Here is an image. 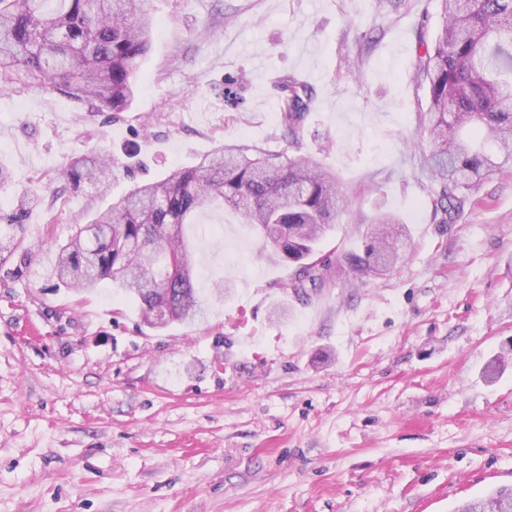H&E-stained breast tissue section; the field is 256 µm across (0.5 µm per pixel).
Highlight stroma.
I'll list each match as a JSON object with an SVG mask.
<instances>
[{
  "mask_svg": "<svg viewBox=\"0 0 512 512\" xmlns=\"http://www.w3.org/2000/svg\"><path fill=\"white\" fill-rule=\"evenodd\" d=\"M156 24L126 111L0 94V512H452L512 485V168L452 219L421 159L411 81L437 0H146ZM242 77V102L224 78ZM314 89L299 143L275 81ZM302 155L347 201L298 298L296 264L231 212L187 226L202 319L152 329L111 280L51 276L72 230L219 145ZM112 185L68 190L71 158ZM26 201L22 223L4 217ZM411 244L383 276L343 269L379 212ZM60 176L74 188L85 183L104 188L112 180V157L72 159L61 166Z\"/></svg>",
  "mask_w": 512,
  "mask_h": 512,
  "instance_id": "obj_1",
  "label": "stroma"
}]
</instances>
